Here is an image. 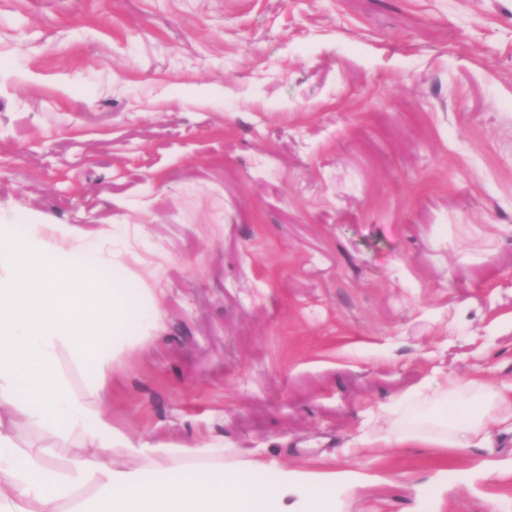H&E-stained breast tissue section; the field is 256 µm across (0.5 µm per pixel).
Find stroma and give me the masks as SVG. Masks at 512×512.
Listing matches in <instances>:
<instances>
[{"instance_id": "35a3bbf8", "label": "stroma", "mask_w": 512, "mask_h": 512, "mask_svg": "<svg viewBox=\"0 0 512 512\" xmlns=\"http://www.w3.org/2000/svg\"><path fill=\"white\" fill-rule=\"evenodd\" d=\"M68 226L133 324L58 369L128 446L356 471L338 512H512V0H0V221ZM373 443H363L364 435ZM467 389L457 383L448 384V396L435 403L437 418L448 432L457 438L470 436L477 444L485 440L488 424L484 417L478 418L474 408L466 400Z\"/></svg>"}]
</instances>
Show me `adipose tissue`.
Listing matches in <instances>:
<instances>
[{
    "label": "adipose tissue",
    "mask_w": 512,
    "mask_h": 512,
    "mask_svg": "<svg viewBox=\"0 0 512 512\" xmlns=\"http://www.w3.org/2000/svg\"><path fill=\"white\" fill-rule=\"evenodd\" d=\"M59 224L29 219L23 232L0 224V512H335L346 472L279 470L273 486L255 482L267 461L206 442L193 448L127 447L89 395L58 370L68 348L98 370L111 368L128 334L132 301L121 271L87 246L67 244ZM458 383L435 404L458 438L484 441L488 428ZM49 438L63 427L87 441L67 470L43 451L14 443L15 417ZM92 497H83L86 487Z\"/></svg>",
    "instance_id": "obj_1"
}]
</instances>
